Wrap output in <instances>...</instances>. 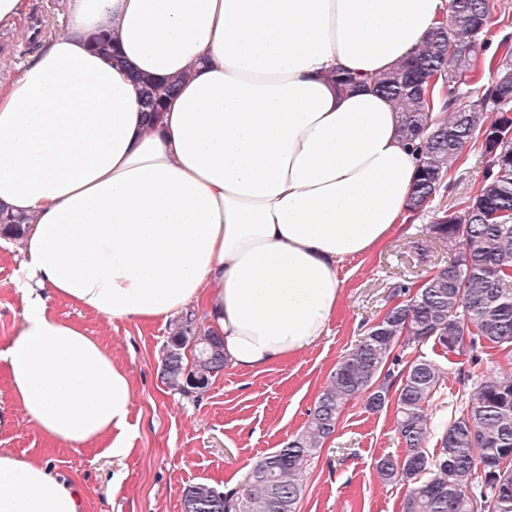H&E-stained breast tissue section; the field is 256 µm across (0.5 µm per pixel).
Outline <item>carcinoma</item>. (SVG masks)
<instances>
[{"instance_id":"1","label":"carcinoma","mask_w":512,"mask_h":512,"mask_svg":"<svg viewBox=\"0 0 512 512\" xmlns=\"http://www.w3.org/2000/svg\"><path fill=\"white\" fill-rule=\"evenodd\" d=\"M488 0H449L448 15L403 66L375 78L373 87L399 112V132L419 154L409 210L433 213L426 230L458 248L457 256L414 290L394 283L393 307L367 329L363 340L337 364L303 430L251 469L243 493L220 495L197 483L184 489V512H296L309 461L335 432L342 408L359 395L379 411L396 403L402 457L384 456L376 470L386 482L407 485L402 512H512V373L481 370L482 353H512V46L501 43L497 78L482 85L477 65L486 51L481 34ZM92 47L116 64L110 33L91 38ZM435 77L445 91L440 111L429 106L425 84ZM144 111L160 112L164 82L138 78ZM468 104L460 105L462 99ZM497 111L490 123L484 111ZM477 144L485 166L475 195L462 208L442 204L452 164ZM0 229L19 239L23 225L0 212ZM186 316L162 358L166 384L185 394L208 387L224 371L222 339L212 330L193 331ZM434 341L468 357L458 416L432 418L445 376L433 361L404 360L402 351ZM192 347L191 367L184 350ZM437 448L428 452L427 439Z\"/></svg>"}]
</instances>
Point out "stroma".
<instances>
[{"label": "stroma", "instance_id": "1", "mask_svg": "<svg viewBox=\"0 0 512 512\" xmlns=\"http://www.w3.org/2000/svg\"><path fill=\"white\" fill-rule=\"evenodd\" d=\"M485 164L479 148L467 149L451 172L444 201L462 204L478 187ZM430 215L410 217L375 253L343 263L341 305L329 330L301 354L269 370L252 373L225 366L205 390L186 395L169 388L161 359L172 323L114 322L63 301L52 313L98 338L132 377L133 405L124 435L129 450L115 458L101 445L74 448L43 436L24 414L6 379L0 358V450L48 460L83 489L86 512H182L187 485L208 483L219 490L243 489L252 466L282 447L307 420L337 362L383 316L391 284L421 281L447 263L446 243L425 230ZM21 255L17 244L0 245V355L22 319L13 281ZM439 364L443 412L453 415L465 358L428 342L406 352ZM394 406L372 412L364 398L346 404L321 451L311 459L297 512H401L407 487L388 483L375 463L401 456Z\"/></svg>", "mask_w": 512, "mask_h": 512}]
</instances>
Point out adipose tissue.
<instances>
[{"label": "adipose tissue", "instance_id": "adipose-tissue-1", "mask_svg": "<svg viewBox=\"0 0 512 512\" xmlns=\"http://www.w3.org/2000/svg\"><path fill=\"white\" fill-rule=\"evenodd\" d=\"M447 5L69 0L62 30L0 82V208L26 222L7 379L40 432L125 455L133 400L129 371L50 301L135 323L201 308L244 372L326 335L341 263L410 217L418 156L369 83ZM102 29L124 67L90 46ZM339 70L358 88L339 90ZM135 73L174 86L155 119ZM0 512H85V498L49 462L0 451Z\"/></svg>", "mask_w": 512, "mask_h": 512}]
</instances>
